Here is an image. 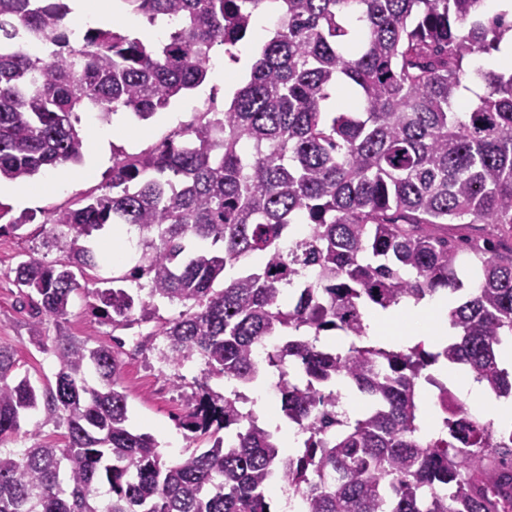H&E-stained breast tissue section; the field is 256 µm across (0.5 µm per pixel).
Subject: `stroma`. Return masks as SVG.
I'll return each mask as SVG.
<instances>
[{
	"mask_svg": "<svg viewBox=\"0 0 512 512\" xmlns=\"http://www.w3.org/2000/svg\"><path fill=\"white\" fill-rule=\"evenodd\" d=\"M226 97L223 84L213 82L207 92L194 90L174 100V107L180 110L178 124L197 126L205 121L207 113L223 111ZM112 122L116 129L109 143V155L96 172L46 193L29 208L35 216L33 222L16 232L0 235V347L14 353L19 373L29 375L32 381L40 384L53 382L57 359L52 352L39 350L30 342L32 311L13 283V268L22 256L33 251L45 256L46 260H59V251L45 243L40 223L44 212L67 208L85 196L98 194L111 175L113 154H136L154 149L170 137L174 126L166 122L160 112L147 120L119 113L114 115ZM111 274L112 262L108 259L99 269L87 272L81 281L83 290L73 295L66 318L46 322L47 335L62 332L91 338L96 345H112L111 325L101 323L91 315L84 295L85 289L97 287L99 279ZM182 373L183 381L175 382L171 369L159 363L153 351L126 357L122 370L131 426L136 431L153 435L168 462L177 459L181 449L187 446L177 427V418L183 412L184 397L191 393L199 368L189 366L183 368Z\"/></svg>",
	"mask_w": 512,
	"mask_h": 512,
	"instance_id": "35a3bbf8",
	"label": "stroma"
}]
</instances>
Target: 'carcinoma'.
<instances>
[{
  "label": "carcinoma",
  "instance_id": "cac0c4a2",
  "mask_svg": "<svg viewBox=\"0 0 512 512\" xmlns=\"http://www.w3.org/2000/svg\"><path fill=\"white\" fill-rule=\"evenodd\" d=\"M123 2L177 24L147 46L113 28L71 32L69 0H0V179L81 161L76 113L148 119L205 81L215 43L245 40L273 2L277 22L221 116L186 142L116 158L100 194L47 216L64 259L29 254L13 269L32 342L59 368L38 388L0 347V512H271L278 481L305 512H512V426L459 400L425 436L419 399L425 385L450 392L431 374L441 360L512 397L498 355L512 342V68H468L512 22L485 0ZM21 30L47 51L24 49ZM471 78L483 92L461 106ZM337 90L349 105L328 106ZM110 224L137 229L138 259L89 292L92 313L115 330L155 323L134 353L158 351L178 380L202 365L178 418L193 447L170 463L130 428L122 341L43 335L44 320L68 314L77 274L99 266L87 240ZM441 292L454 296L447 345L368 340L367 310ZM161 301L183 310L165 319ZM333 331L347 348L321 345ZM260 376L277 381L301 435L292 456L245 409ZM338 382L361 413L339 411ZM35 413L37 428L64 429V445L12 447Z\"/></svg>",
  "mask_w": 512,
  "mask_h": 512
}]
</instances>
